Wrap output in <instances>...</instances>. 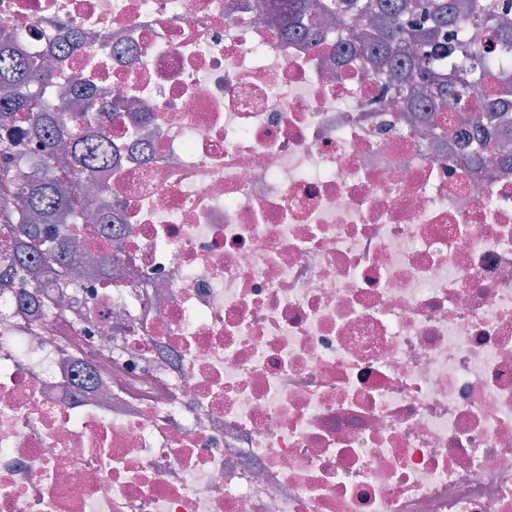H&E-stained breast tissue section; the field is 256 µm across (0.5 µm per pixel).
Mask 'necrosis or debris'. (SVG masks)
<instances>
[{"label":"necrosis or debris","mask_w":512,"mask_h":512,"mask_svg":"<svg viewBox=\"0 0 512 512\" xmlns=\"http://www.w3.org/2000/svg\"><path fill=\"white\" fill-rule=\"evenodd\" d=\"M1 29L53 103L111 104L123 231L67 303L0 290V512H512V163L265 0H0Z\"/></svg>","instance_id":"obj_1"}]
</instances>
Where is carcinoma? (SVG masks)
Masks as SVG:
<instances>
[{
	"mask_svg": "<svg viewBox=\"0 0 512 512\" xmlns=\"http://www.w3.org/2000/svg\"><path fill=\"white\" fill-rule=\"evenodd\" d=\"M268 11L288 25V34L311 38L307 24L325 16L350 23L352 40L363 53L366 69L384 70L397 87L400 104L419 111L416 94L429 93V120L453 133L460 125L491 127L512 124V59L482 42L481 32L492 27L501 33V49L512 50V0H268ZM59 49L74 56L82 48L66 27L58 30ZM19 35L0 30V127L28 129L35 135L45 166L22 176L16 159L25 144L0 143V186L21 177V194L10 210L0 211V233H12L11 266L37 272L30 264L32 242L45 243V253L78 276L84 270V246L63 240L58 224L75 219L72 192L77 180L88 179L112 164V140L97 114L111 111L108 102L74 91L83 109L67 115L43 101L52 83L48 66L19 54ZM456 112H447L448 103ZM77 137L82 148L69 155L71 177L56 174L51 159L66 153L67 141Z\"/></svg>",
	"mask_w": 512,
	"mask_h": 512,
	"instance_id": "carcinoma-1",
	"label": "carcinoma"
}]
</instances>
